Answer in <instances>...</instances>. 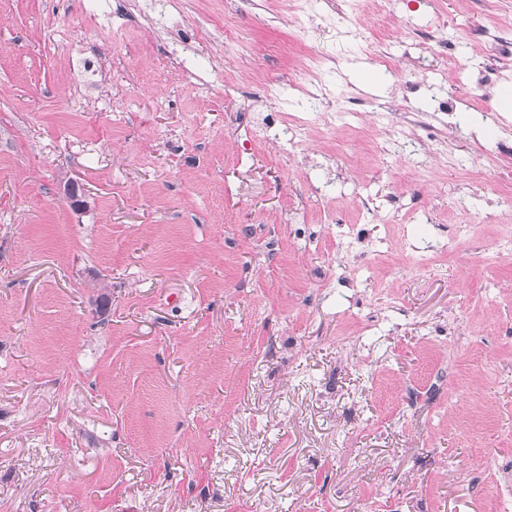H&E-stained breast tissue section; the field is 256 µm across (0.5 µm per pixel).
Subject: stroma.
<instances>
[{
	"label": "stroma",
	"instance_id": "35a3bbf8",
	"mask_svg": "<svg viewBox=\"0 0 512 512\" xmlns=\"http://www.w3.org/2000/svg\"><path fill=\"white\" fill-rule=\"evenodd\" d=\"M131 2L0 0V512H512V0H314L295 154L287 0ZM290 122H295L298 126H302L305 121H300L298 119L289 118L284 121H281L279 125H268L266 126V134L264 138L268 141L278 142L280 140L287 141L291 147L298 148L299 143L301 141L300 137L296 136V125L291 124ZM291 135L288 137V135Z\"/></svg>",
	"mask_w": 512,
	"mask_h": 512
}]
</instances>
